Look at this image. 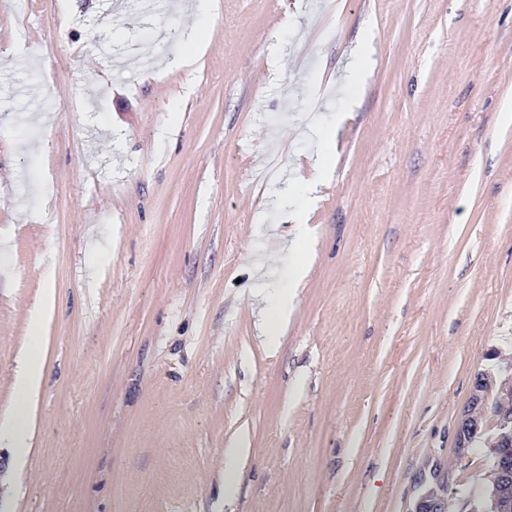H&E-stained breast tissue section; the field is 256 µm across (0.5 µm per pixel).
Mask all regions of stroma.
I'll use <instances>...</instances> for the list:
<instances>
[{
	"label": "stroma",
	"instance_id": "1",
	"mask_svg": "<svg viewBox=\"0 0 512 512\" xmlns=\"http://www.w3.org/2000/svg\"><path fill=\"white\" fill-rule=\"evenodd\" d=\"M510 106L512 0H0V422L46 371L12 512H455L512 372ZM291 298L286 295L280 296L275 303L267 309L265 316V343L270 349H275L278 336V326L281 319L288 312ZM245 448H248V442L241 438L224 450V499L227 501L232 500L236 494L238 463Z\"/></svg>",
	"mask_w": 512,
	"mask_h": 512
}]
</instances>
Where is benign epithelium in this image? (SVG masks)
Here are the masks:
<instances>
[{
	"label": "benign epithelium",
	"instance_id": "1",
	"mask_svg": "<svg viewBox=\"0 0 512 512\" xmlns=\"http://www.w3.org/2000/svg\"><path fill=\"white\" fill-rule=\"evenodd\" d=\"M480 424L481 419L473 414L464 415L456 433L458 447L466 446L475 437ZM490 452L496 459L498 481L494 488L483 491L470 502L471 512H512V419L500 418Z\"/></svg>",
	"mask_w": 512,
	"mask_h": 512
}]
</instances>
